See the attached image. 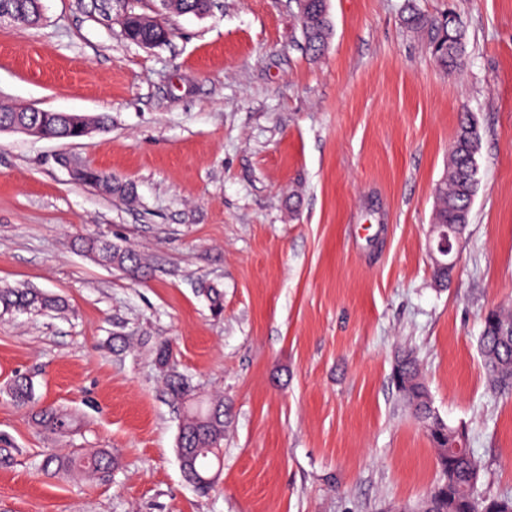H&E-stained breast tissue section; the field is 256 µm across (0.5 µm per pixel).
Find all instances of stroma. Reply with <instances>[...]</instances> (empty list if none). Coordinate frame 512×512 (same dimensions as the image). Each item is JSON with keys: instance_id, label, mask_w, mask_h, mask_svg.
I'll list each match as a JSON object with an SVG mask.
<instances>
[{"instance_id": "obj_1", "label": "stroma", "mask_w": 512, "mask_h": 512, "mask_svg": "<svg viewBox=\"0 0 512 512\" xmlns=\"http://www.w3.org/2000/svg\"><path fill=\"white\" fill-rule=\"evenodd\" d=\"M413 2L461 20L462 69L407 27ZM42 4L38 25L0 24V103L111 126L0 132V288L68 306L0 314V512L413 507L438 473L392 380L404 350L440 416L467 428L477 495L512 497V393L489 388L479 350L485 314L512 309V0H327L333 34L315 58L293 0H214L205 17L170 16L177 35L155 48L77 0ZM464 116L480 184L443 287L428 232ZM61 154L134 198L76 182ZM94 236L142 252L143 276L81 251ZM164 340L200 399L224 398V468L205 495L181 473ZM18 373L31 405L6 392ZM48 404L76 417L71 435L36 424ZM96 448L117 461L106 478L38 468ZM16 112H30L29 119L25 122L19 123L14 128L29 136H39L40 132L37 125V115L41 112L45 113V123L43 126V133L47 138L53 139H79L83 136V128L87 123H96L98 130L105 129L108 126V116L98 115L90 119L87 115L80 113H73L67 121H61L56 118L58 115L54 111L42 110L36 107H23L17 108ZM57 137V138H54Z\"/></svg>"}]
</instances>
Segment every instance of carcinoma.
<instances>
[{"label":"carcinoma","instance_id":"cac0c4a2","mask_svg":"<svg viewBox=\"0 0 512 512\" xmlns=\"http://www.w3.org/2000/svg\"><path fill=\"white\" fill-rule=\"evenodd\" d=\"M156 0H129L128 15L120 20L123 36L129 42L151 39L165 45L176 36L164 18V13L153 10ZM16 20L36 25L40 14L35 0H15ZM212 0H177L179 13L206 14ZM308 52L314 57L320 55L331 37L332 24L325 9L324 0H309L307 8L298 14ZM408 25L427 33L429 49L436 61L446 68H458L465 61V44L461 21L448 14L433 19L418 8H409L406 17ZM94 122L98 129L108 126V116L89 118L84 114L71 116L67 121L56 118V113H45L43 133L48 138L79 139L83 128ZM470 123L461 118L453 140L448 160V171L443 182L436 188L437 203L434 220L462 232L469 224L472 199L477 191V148L470 134ZM75 180L99 188L103 184L111 187L110 193L122 198L131 197L133 190L125 185L112 182V176L93 167L85 166ZM85 252L93 255L104 266L117 268L134 276L142 268L139 253L107 238L86 239L82 243ZM0 308L5 311H26L30 309L65 308L64 302L54 296L33 289L0 288ZM483 369L491 390L512 391V316L498 309L489 310L483 318L479 340ZM405 362L402 371L395 376L399 392L411 407L416 419H422L428 412L429 392L420 370L417 358L411 352H403ZM158 364L165 369V386L171 400L185 409L184 419L177 439V455L184 479L201 493L207 492L211 484L204 478L214 474L224 454V401L194 400V389L184 375L170 365L171 349L164 341L156 346ZM13 401L21 405L32 402L33 384L30 378L18 375L9 384ZM37 423L48 430L66 435L76 429L73 415L52 405L35 411ZM436 451L439 468V482L429 494L430 512H483L485 499L475 493L481 465L471 448L448 446V429L439 428L427 433ZM114 458L106 450L93 454L74 453L60 457L50 455L39 464L46 471L55 468L63 476L73 473L88 475L107 474L114 468Z\"/></svg>","mask_w":512,"mask_h":512}]
</instances>
